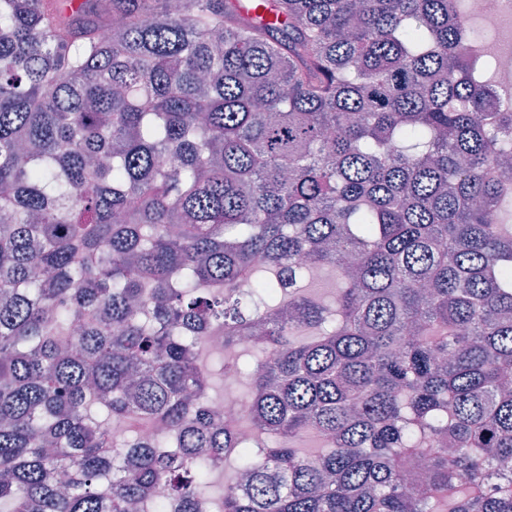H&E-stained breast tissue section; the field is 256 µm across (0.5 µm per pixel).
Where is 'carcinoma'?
<instances>
[{
  "label": "carcinoma",
  "instance_id": "cac0c4a2",
  "mask_svg": "<svg viewBox=\"0 0 512 512\" xmlns=\"http://www.w3.org/2000/svg\"><path fill=\"white\" fill-rule=\"evenodd\" d=\"M471 23L0 0V512H512V111ZM223 393L224 396L227 395L229 397H225L224 404L219 403L216 408L221 415H224L225 419H229L241 412L242 403H245L249 398V387L246 384H235L229 387L224 383Z\"/></svg>",
  "mask_w": 512,
  "mask_h": 512
}]
</instances>
